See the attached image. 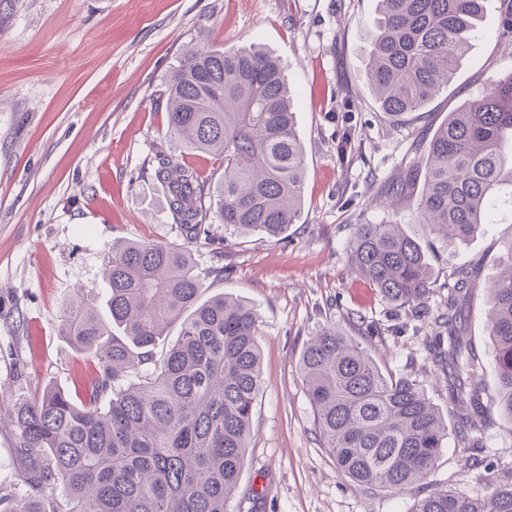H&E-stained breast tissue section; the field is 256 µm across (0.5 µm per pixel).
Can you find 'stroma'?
Masks as SVG:
<instances>
[{
	"label": "stroma",
	"mask_w": 512,
	"mask_h": 512,
	"mask_svg": "<svg viewBox=\"0 0 512 512\" xmlns=\"http://www.w3.org/2000/svg\"><path fill=\"white\" fill-rule=\"evenodd\" d=\"M501 3L486 0L487 18L448 87L419 118L393 125L367 78L377 0H19L0 38V398L67 391L92 374L95 362L61 334L68 302L80 290L105 302L114 244L182 242L153 177L156 154L171 149L159 93L186 48L254 44L285 68L306 172L301 215L280 237L214 223L192 247L204 297H236L260 321L253 439L227 512H412L436 488L480 496L511 482L512 432L494 411L477 451L449 427L426 484L396 495L352 482L322 446L299 371L308 341L333 325L449 413L426 339L448 307L449 271L468 267L475 278L462 334L495 393L487 287L512 220L448 242L416 223L415 198L396 211L375 198L407 182V157L425 152L449 112L512 74L498 37ZM388 220L428 254L426 310L387 303L350 269L354 225Z\"/></svg>",
	"instance_id": "35a3bbf8"
}]
</instances>
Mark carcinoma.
<instances>
[{
	"label": "carcinoma",
	"instance_id": "1",
	"mask_svg": "<svg viewBox=\"0 0 512 512\" xmlns=\"http://www.w3.org/2000/svg\"><path fill=\"white\" fill-rule=\"evenodd\" d=\"M18 2L0 0V32ZM482 21L483 0H379L368 78L381 110L394 121L420 111L448 86ZM498 33L512 47V8L501 12ZM164 95L176 150L156 155L153 175L184 243L112 247L109 320L83 291L67 306L62 335L98 372L80 397L48 389L0 405L26 487L0 491V512H226L237 489L261 386L259 318L224 294L201 300L204 278L189 245L208 236L212 218L239 233L283 234L301 211L305 150L284 67L261 49L188 48ZM190 152L222 159L217 188L186 165ZM420 165L416 217L433 234L465 240L512 211V74L448 113ZM349 253L354 273L390 304L424 307L434 292L426 251L398 224L354 225ZM501 265L488 288L496 395L477 380L478 358L461 336L472 270L448 273L440 322L448 335L428 338L469 448L479 447L493 407L512 433V237ZM177 320L180 338L143 372ZM299 369L323 446L343 474L396 494L426 480L448 421L417 384L383 372L334 326L311 339ZM412 512H512V483L480 497L436 489Z\"/></svg>",
	"mask_w": 512,
	"mask_h": 512
}]
</instances>
